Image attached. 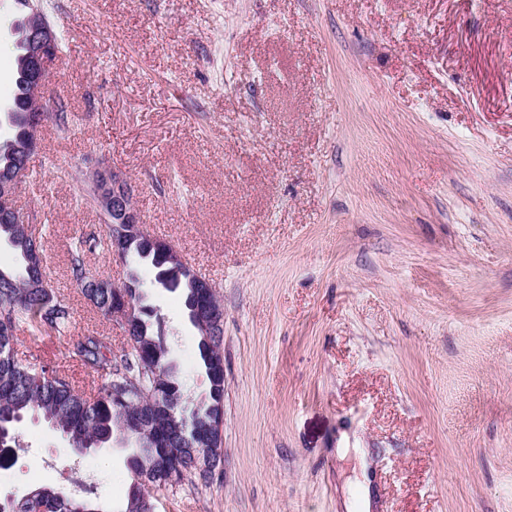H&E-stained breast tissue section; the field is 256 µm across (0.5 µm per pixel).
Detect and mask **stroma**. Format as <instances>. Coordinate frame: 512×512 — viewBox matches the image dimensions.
Returning a JSON list of instances; mask_svg holds the SVG:
<instances>
[{
    "mask_svg": "<svg viewBox=\"0 0 512 512\" xmlns=\"http://www.w3.org/2000/svg\"><path fill=\"white\" fill-rule=\"evenodd\" d=\"M61 36L17 194L73 312L18 335L78 386L92 311L67 248L104 232L87 177L135 188L142 224L224 302V475L157 512H344L355 449L372 512H512V0H40ZM14 0H0V105ZM137 273L187 397L208 391L179 296ZM0 499L70 488L118 512L128 447L78 455L16 428Z\"/></svg>",
    "mask_w": 512,
    "mask_h": 512,
    "instance_id": "1",
    "label": "stroma"
}]
</instances>
